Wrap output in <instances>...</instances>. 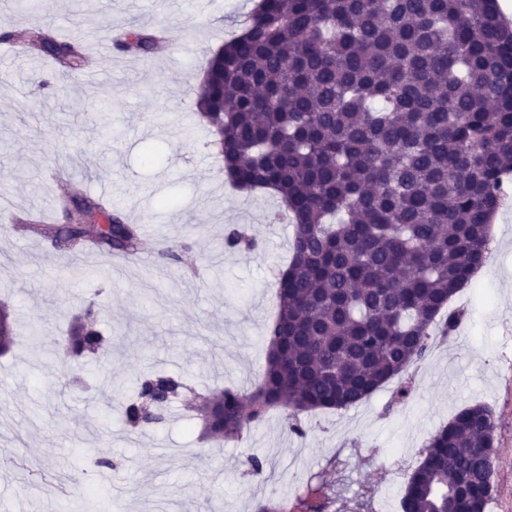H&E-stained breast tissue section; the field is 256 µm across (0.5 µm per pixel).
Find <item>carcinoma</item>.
<instances>
[{
  "label": "carcinoma",
  "instance_id": "obj_1",
  "mask_svg": "<svg viewBox=\"0 0 512 512\" xmlns=\"http://www.w3.org/2000/svg\"><path fill=\"white\" fill-rule=\"evenodd\" d=\"M66 71L89 56L49 26L0 35ZM164 42L131 27L117 43L136 56ZM200 119L237 190L268 191L293 225L278 274L261 381L188 402L201 433L234 441L273 408L304 435L300 415L347 409L458 325L447 304L486 261L491 218L512 180V26L497 0H259L239 33L205 54ZM66 224L15 223L73 256L133 254L139 228L112 204L61 185ZM91 301L69 324L68 357L107 338ZM0 350L14 343L0 304ZM184 379H137L123 406L139 434L186 396ZM495 424L475 404L433 434L400 500L402 512H486Z\"/></svg>",
  "mask_w": 512,
  "mask_h": 512
}]
</instances>
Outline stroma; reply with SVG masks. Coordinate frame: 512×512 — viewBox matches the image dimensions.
I'll use <instances>...</instances> for the list:
<instances>
[{
    "label": "stroma",
    "mask_w": 512,
    "mask_h": 512,
    "mask_svg": "<svg viewBox=\"0 0 512 512\" xmlns=\"http://www.w3.org/2000/svg\"><path fill=\"white\" fill-rule=\"evenodd\" d=\"M256 2L44 0L27 12L0 0V33L49 24L84 39L105 25L159 24L170 35L149 58L113 52L90 84L46 55L0 59V199L63 223L59 188L42 172L68 167L88 193L111 187L153 257L115 271L88 253V276L71 280L68 253L0 233V299L22 330L0 355V512H79L91 495L102 512H401L420 448L475 403L496 425L489 512H512V206L495 216L486 269L451 302L463 321L410 367L405 401L388 383L353 407L302 415L301 436L275 409L238 441L204 439L177 404L153 430H128L120 408L144 374L247 392L266 366L292 227L267 223L270 195L229 185L195 105L203 52L238 33ZM233 225L255 249L225 248ZM172 244L183 248L175 264L157 256ZM92 300L111 344L97 360L62 363L54 342ZM33 322L37 343L27 335ZM103 455L116 464L108 484L90 466ZM252 457L264 463L262 478L247 471Z\"/></svg>",
    "instance_id": "35a3bbf8"
}]
</instances>
